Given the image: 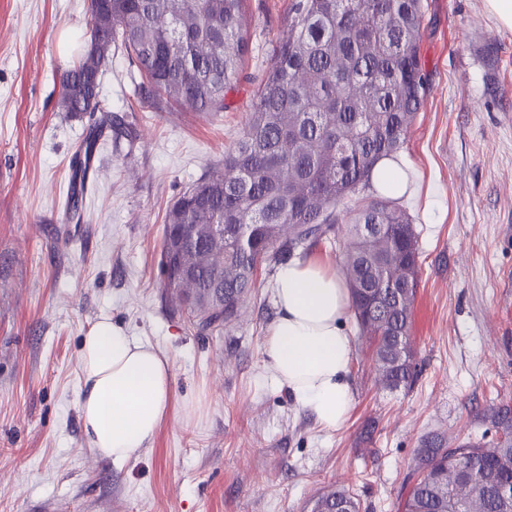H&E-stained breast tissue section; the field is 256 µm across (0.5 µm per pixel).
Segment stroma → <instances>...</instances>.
Masks as SVG:
<instances>
[{
    "instance_id": "35a3bbf8",
    "label": "stroma",
    "mask_w": 512,
    "mask_h": 512,
    "mask_svg": "<svg viewBox=\"0 0 512 512\" xmlns=\"http://www.w3.org/2000/svg\"><path fill=\"white\" fill-rule=\"evenodd\" d=\"M291 4L246 0L248 50L221 112L155 111L115 54L101 93L134 115L132 135L102 146L89 218L66 224L86 121L61 112L59 76L84 50L89 0H0V512H311L336 485L362 512H397L421 439L494 438L483 416L512 401V28L487 0H423L429 91L399 152L421 250L411 389L379 385L347 317L352 410L324 429L262 364L275 267L213 336L164 291L165 213L238 136ZM104 314L173 368L171 415L120 467L87 448L76 406L81 339Z\"/></svg>"
}]
</instances>
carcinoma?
<instances>
[{
	"mask_svg": "<svg viewBox=\"0 0 512 512\" xmlns=\"http://www.w3.org/2000/svg\"><path fill=\"white\" fill-rule=\"evenodd\" d=\"M244 0H90L89 38L60 76L59 105L91 124L81 147L97 151L105 132L127 135V117L103 108L100 75L122 50L143 80L138 93L222 112L248 50ZM422 0H295L288 38L273 50L248 120L224 162L205 171L169 207L159 265L188 266L163 279L197 331L232 324L256 287L260 266L336 230L347 216L346 281L357 324L374 339L382 385L418 380L410 341L421 273L418 235L396 199L353 197L393 159L428 89L420 53ZM86 171L74 173L64 215L85 219ZM498 437L455 448L432 435L415 449L416 476L402 512H512V406L490 409ZM313 512H360L359 495L339 486Z\"/></svg>",
	"mask_w": 512,
	"mask_h": 512,
	"instance_id": "cac0c4a2",
	"label": "carcinoma"
}]
</instances>
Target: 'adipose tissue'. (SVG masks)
<instances>
[{"label":"adipose tissue","mask_w":512,"mask_h":512,"mask_svg":"<svg viewBox=\"0 0 512 512\" xmlns=\"http://www.w3.org/2000/svg\"><path fill=\"white\" fill-rule=\"evenodd\" d=\"M350 301L341 276L317 259L295 258L276 270L263 364L327 429L341 426L353 404L352 340L344 330ZM80 371L76 404L89 450L121 465L150 447L172 405L169 358L104 315L81 339Z\"/></svg>","instance_id":"obj_1"}]
</instances>
